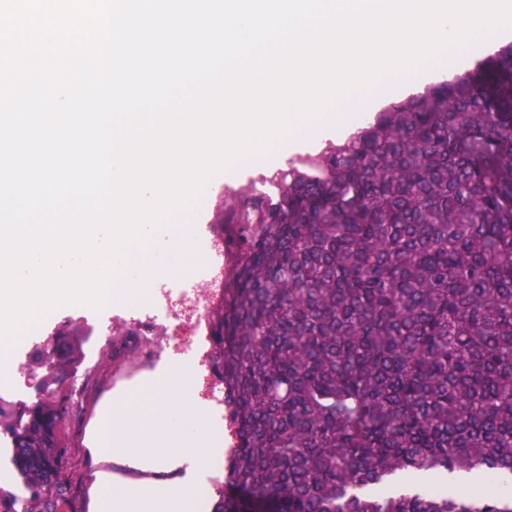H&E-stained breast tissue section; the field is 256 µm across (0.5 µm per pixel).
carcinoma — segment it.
I'll return each instance as SVG.
<instances>
[{
  "mask_svg": "<svg viewBox=\"0 0 512 512\" xmlns=\"http://www.w3.org/2000/svg\"><path fill=\"white\" fill-rule=\"evenodd\" d=\"M242 244L210 316L236 440L211 512H512V491L377 490L512 472V46L411 94L279 194L223 200ZM68 342L33 362L74 385ZM52 391L0 406L23 512L66 503ZM433 483H440L454 491H468L480 487L483 484V479L477 472H467L463 470L444 474L437 479L424 473L411 475L402 474L399 475L397 479V485L407 489L425 488L431 486Z\"/></svg>",
  "mask_w": 512,
  "mask_h": 512,
  "instance_id": "carcinoma-1",
  "label": "carcinoma"
}]
</instances>
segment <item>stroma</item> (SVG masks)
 Returning <instances> with one entry per match:
<instances>
[{
  "label": "stroma",
  "instance_id": "1",
  "mask_svg": "<svg viewBox=\"0 0 512 512\" xmlns=\"http://www.w3.org/2000/svg\"><path fill=\"white\" fill-rule=\"evenodd\" d=\"M321 147V142L316 140L282 147L262 163H238L227 173L224 181H211L203 189L190 215L191 223L196 226V246L200 254L199 259L191 264L190 285L209 279L207 255L212 252L213 243L218 238L213 224V207L221 197L219 184H226L231 191L238 189L283 167L286 160L317 152ZM88 312L84 305H66L45 317L46 323L53 327L68 322L83 351L77 373L80 407L61 428V438L68 454L66 512H90V488L100 474L109 473L114 478L132 482L138 479L137 474L128 472L122 462L97 455L90 449L91 434L108 401L114 396L136 391L145 380L164 375L174 368L187 366L194 369L198 366L189 355L156 361L149 349L133 346L122 325L114 326L113 334L105 345H98V325L88 320Z\"/></svg>",
  "mask_w": 512,
  "mask_h": 512
}]
</instances>
